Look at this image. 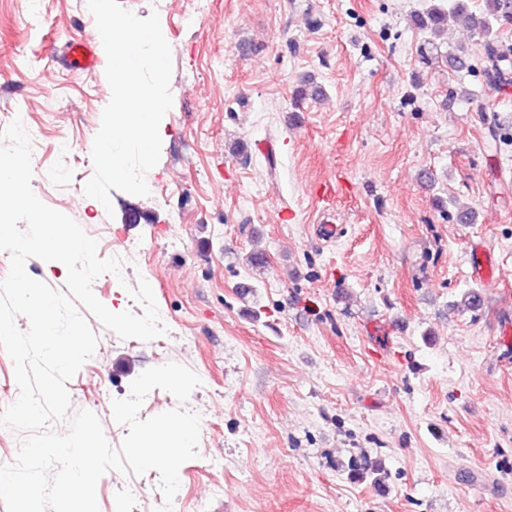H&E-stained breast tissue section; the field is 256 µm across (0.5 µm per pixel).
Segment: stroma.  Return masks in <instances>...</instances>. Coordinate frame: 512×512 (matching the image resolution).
Masks as SVG:
<instances>
[{
    "label": "stroma",
    "mask_w": 512,
    "mask_h": 512,
    "mask_svg": "<svg viewBox=\"0 0 512 512\" xmlns=\"http://www.w3.org/2000/svg\"><path fill=\"white\" fill-rule=\"evenodd\" d=\"M452 2L194 0L188 23L120 0L158 13L173 105L149 196L114 190L105 209L84 186L107 57L64 58L95 25L87 0H0V129L29 114L34 193L149 282L168 328L143 342L90 319L72 411L117 447L111 403L141 372L174 361L201 380L172 512H512V144L490 152L484 120L512 122V85L422 62L411 18ZM452 199L474 223L449 218ZM478 242L500 261L482 287ZM477 287L483 307L460 310ZM363 455L385 492L342 472ZM158 477L108 471L100 512H157ZM70 64L75 69L90 70L95 67L96 59L92 46L85 41L74 38L66 47Z\"/></svg>",
    "instance_id": "obj_1"
}]
</instances>
